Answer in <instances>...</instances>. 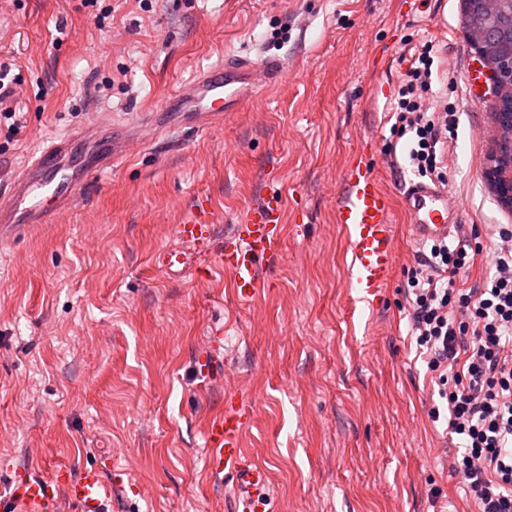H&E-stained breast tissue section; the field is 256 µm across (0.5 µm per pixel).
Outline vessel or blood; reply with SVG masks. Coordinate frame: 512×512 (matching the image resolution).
<instances>
[{"label":"vessel or blood","instance_id":"vessel-or-blood-1","mask_svg":"<svg viewBox=\"0 0 512 512\" xmlns=\"http://www.w3.org/2000/svg\"><path fill=\"white\" fill-rule=\"evenodd\" d=\"M280 74L276 64L238 56L199 71L173 98L182 109L181 126L209 127L220 113L235 107L255 89L274 82ZM164 127L159 116L140 128L103 119L85 123L75 135L52 140L29 165L7 179L0 193V244L8 245L70 209L82 185L128 157L129 141L145 140ZM79 140L87 148L81 158L74 154ZM404 198L412 237L421 243L448 237L464 209L463 203H449L447 189L436 183H409ZM391 208L392 200L371 164V147L363 145L344 171L336 221L346 232L350 251L348 282L372 299L388 282L395 262ZM283 214L281 199L267 195L247 206L220 239L215 237L213 225L198 217L189 218L176 227L177 247L161 251L158 262L169 270L184 264L186 251L210 248L215 264L229 274L236 297L255 299L266 283L269 266L280 253ZM250 415L249 400L232 399L222 413L207 422L204 431L206 468L216 479L232 482V512H265L271 500L266 468L255 463L242 446L241 435ZM111 497L112 480L102 468H87L75 476L56 466L36 476L19 475L9 495L0 498V512H102Z\"/></svg>","mask_w":512,"mask_h":512}]
</instances>
